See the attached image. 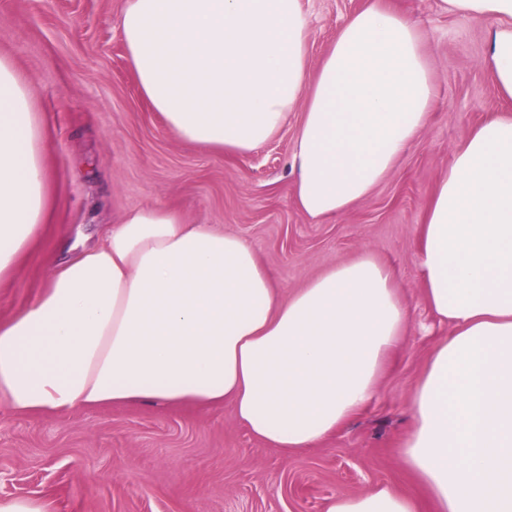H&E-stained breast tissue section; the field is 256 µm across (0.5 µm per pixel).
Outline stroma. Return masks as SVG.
Returning a JSON list of instances; mask_svg holds the SVG:
<instances>
[{"label": "stroma", "mask_w": 512, "mask_h": 512, "mask_svg": "<svg viewBox=\"0 0 512 512\" xmlns=\"http://www.w3.org/2000/svg\"><path fill=\"white\" fill-rule=\"evenodd\" d=\"M363 3L301 0L311 68ZM400 4L427 38L432 120L364 202L316 220L293 197L300 112L249 155L208 152L172 135L140 95L120 36L124 0H0V52L35 92L52 174L51 222L14 279L0 285V319L38 294L67 249L159 204L246 240L284 294L371 250L394 267L412 313L369 406L321 445L295 453L253 437L228 405L20 416L0 403V497L43 498L52 512H323L332 496L384 483L410 488L399 456L408 397L430 347L448 333L421 299L416 228L469 131L512 103L500 99L484 62L485 25L442 14L437 0Z\"/></svg>", "instance_id": "35a3bbf8"}]
</instances>
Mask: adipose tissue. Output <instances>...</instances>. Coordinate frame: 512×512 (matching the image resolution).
Wrapping results in <instances>:
<instances>
[{
  "label": "adipose tissue",
  "mask_w": 512,
  "mask_h": 512,
  "mask_svg": "<svg viewBox=\"0 0 512 512\" xmlns=\"http://www.w3.org/2000/svg\"><path fill=\"white\" fill-rule=\"evenodd\" d=\"M488 25L486 64L512 102V0H439ZM121 38L144 99L178 139L241 156L301 110L298 208L354 209L430 123L436 85L418 26L366 0L309 68L300 0H126ZM34 91L0 54V284L50 214ZM420 292L448 334L413 384L400 447L415 489L383 484L324 512H512V113L473 127L417 227ZM411 310L373 252L280 299L243 238L167 206L128 213L59 260L36 299L0 320V402L63 414L135 401L230 404L285 452L313 448L376 395Z\"/></svg>",
  "instance_id": "1"
}]
</instances>
